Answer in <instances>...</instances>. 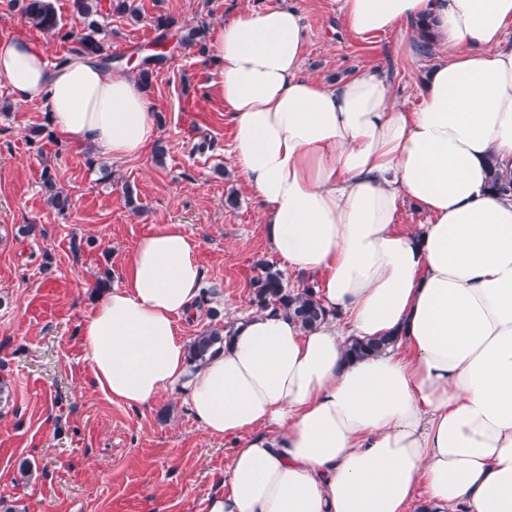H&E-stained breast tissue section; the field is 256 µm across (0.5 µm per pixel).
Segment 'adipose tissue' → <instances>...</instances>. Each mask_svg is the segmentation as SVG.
Returning <instances> with one entry per match:
<instances>
[{"instance_id": "ef3b65f1", "label": "adipose tissue", "mask_w": 512, "mask_h": 512, "mask_svg": "<svg viewBox=\"0 0 512 512\" xmlns=\"http://www.w3.org/2000/svg\"><path fill=\"white\" fill-rule=\"evenodd\" d=\"M357 39L430 21L448 57L416 107L384 70L304 75L292 7L237 15L210 54L231 114L232 167L261 206L265 245L313 279L326 318L237 316L201 366L179 328L202 291L196 243L176 224L131 249L122 286L82 326L94 392L125 406L178 393L231 440L226 491L207 512H512V0H337ZM0 78L105 161L158 137L145 87L96 58L59 66L0 39ZM427 223H400L404 203ZM394 346L347 360L354 339Z\"/></svg>"}]
</instances>
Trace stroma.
<instances>
[{
	"label": "stroma",
	"instance_id": "stroma-1",
	"mask_svg": "<svg viewBox=\"0 0 512 512\" xmlns=\"http://www.w3.org/2000/svg\"><path fill=\"white\" fill-rule=\"evenodd\" d=\"M138 17L113 13L108 51L133 72L159 37L157 16L176 24L175 52L149 88L163 162L153 153L115 163L60 136L30 143L45 105L15 103L0 112V378L11 391L0 412V512H206L232 463V445L205 434L177 393L132 410L92 393L82 324L105 286L123 281L134 244L177 224L198 245L204 275L197 319L186 338L252 311L258 260L269 259L257 199L235 175L232 129L219 77L187 28L251 10L295 6L307 33L304 73L333 82L355 71L391 72L399 104L414 107L425 71L446 54L410 59L394 31L360 41L343 27L336 0H136ZM23 35L50 63L73 45L34 27L0 0V36ZM51 170L68 194L57 213L41 190ZM233 205H226V198ZM35 225L25 235L21 226Z\"/></svg>",
	"mask_w": 512,
	"mask_h": 512
}]
</instances>
